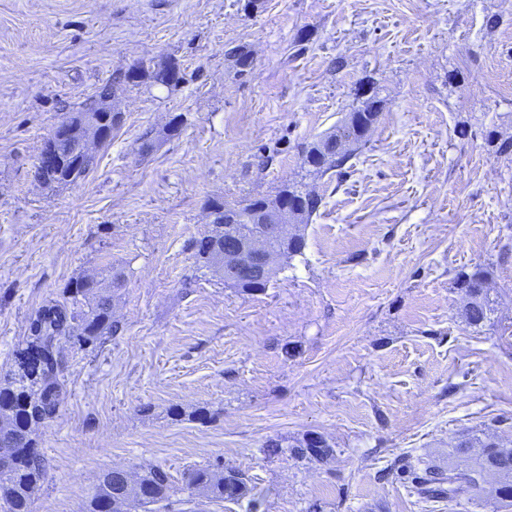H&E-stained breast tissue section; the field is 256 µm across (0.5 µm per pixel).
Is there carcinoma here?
<instances>
[{
    "mask_svg": "<svg viewBox=\"0 0 512 512\" xmlns=\"http://www.w3.org/2000/svg\"><path fill=\"white\" fill-rule=\"evenodd\" d=\"M136 78L122 75L123 80L136 86L151 83L158 67L140 62ZM364 100L349 113L336 131L320 138L303 149V164L308 173L321 178L329 171L342 167L351 154L341 151L346 143L360 144L366 131L379 117L382 100L374 87L362 91ZM486 140L494 154H512V139L499 138L495 130H489ZM63 157L62 167L40 180L48 188L68 185L85 178L93 169L95 159L86 155H73L68 144L59 146ZM286 195L299 209L301 220H307L318 210L321 197L304 184H283L275 198ZM274 202V198L250 197L227 200L212 198L207 201L215 215L206 225L204 239L189 241L197 269H212L224 250V238H244L254 232L256 224L249 217ZM270 255L280 261L291 260L303 254L304 235L275 237L267 241ZM489 272L480 265L470 271H462L456 277V286L467 296L462 317L472 327H481L491 319L493 308L486 283ZM122 274L112 275L106 284L94 278L79 277L69 281L62 289L61 298L46 301L29 320L25 343L37 345L48 353L41 364L32 366L24 361V350L17 353V369L4 379L0 386V448L9 450L8 463L0 467V512H33L32 495L44 480L47 463L37 449V427L54 418L63 402L66 388L62 370L53 356L60 342H68L82 350L96 349L109 338L121 335L124 327L112 317L109 296L102 288L120 286ZM232 287L245 293L263 292L269 282L258 281L251 276H240ZM481 460L475 467L453 469L443 473L434 466L423 474L409 473L411 484L420 498L427 501H448L452 507L475 489L489 485L490 496L505 507L512 506V448H504L496 441L481 443ZM330 444L311 448L302 439L294 453L301 458L323 460L333 455ZM235 489L231 496L239 500L249 494L242 474L235 470L224 471L200 468L188 475V488L216 502L224 501V483ZM175 494L168 473L159 466L150 467L139 481L125 485L114 469L103 472L97 479L93 494L85 512H107L117 498L121 507L136 504L143 512H155L154 506L166 502Z\"/></svg>",
    "mask_w": 512,
    "mask_h": 512,
    "instance_id": "carcinoma-1",
    "label": "carcinoma"
}]
</instances>
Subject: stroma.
<instances>
[{"label": "stroma", "instance_id": "35a3bbf8", "mask_svg": "<svg viewBox=\"0 0 512 512\" xmlns=\"http://www.w3.org/2000/svg\"><path fill=\"white\" fill-rule=\"evenodd\" d=\"M244 2L0 0V379L68 280L124 276L123 335L62 349L34 512H84L102 472L152 465L183 500L191 471H238L258 512H500L482 490L420 502L389 465L456 467L478 454L469 437L512 448V154L484 140L512 136V0ZM235 45L253 59L243 76ZM170 57L186 72L174 91L113 82ZM369 76L383 105L365 145L348 172L309 177L303 146ZM108 83L119 131L85 179L43 188L44 139ZM284 183L322 203L265 292L196 270L208 199ZM477 264L495 312L474 328L455 279ZM309 433L333 457H296Z\"/></svg>", "mask_w": 512, "mask_h": 512}]
</instances>
